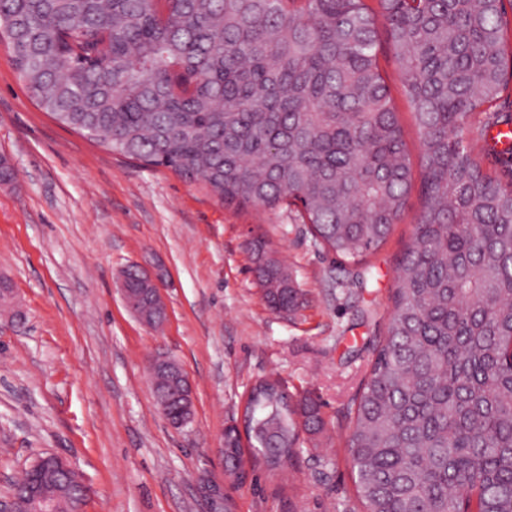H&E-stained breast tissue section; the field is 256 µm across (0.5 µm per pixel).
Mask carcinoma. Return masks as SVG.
<instances>
[{
	"label": "carcinoma",
	"instance_id": "1",
	"mask_svg": "<svg viewBox=\"0 0 512 512\" xmlns=\"http://www.w3.org/2000/svg\"><path fill=\"white\" fill-rule=\"evenodd\" d=\"M0 0V41L38 106L112 152L198 181L219 200L301 203L315 238L362 266L415 186L380 72L381 32L421 139L422 209L348 448L364 512H512V20L504 0ZM268 308L302 294L252 243ZM129 273L127 294L159 312ZM157 407L192 400L151 372ZM267 379L245 410L269 471L325 429L319 403ZM242 441L224 437L228 475ZM59 512L81 490L59 473Z\"/></svg>",
	"mask_w": 512,
	"mask_h": 512
}]
</instances>
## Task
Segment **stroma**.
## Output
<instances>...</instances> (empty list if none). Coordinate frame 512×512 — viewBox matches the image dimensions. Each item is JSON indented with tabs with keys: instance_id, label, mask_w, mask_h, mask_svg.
Segmentation results:
<instances>
[{
	"instance_id": "obj_1",
	"label": "stroma",
	"mask_w": 512,
	"mask_h": 512,
	"mask_svg": "<svg viewBox=\"0 0 512 512\" xmlns=\"http://www.w3.org/2000/svg\"><path fill=\"white\" fill-rule=\"evenodd\" d=\"M379 65L411 153L420 134L389 44ZM0 155L17 174L0 185V279L21 322L0 317V496L35 455L66 457L92 489L86 512H360L346 447L348 411L382 340L396 267L422 202L412 192L366 284L316 244L297 207H237L171 169L112 154L38 108L0 44ZM268 241L306 303L269 310L249 244ZM162 277V331L141 325L118 290L124 267ZM188 374L194 415L171 426L156 406L149 358ZM277 377L316 400L319 439L301 436L283 476L246 456L245 484L217 455L224 426L251 387Z\"/></svg>"
}]
</instances>
